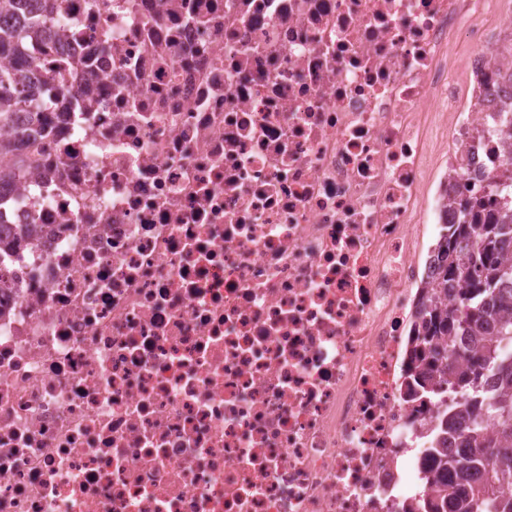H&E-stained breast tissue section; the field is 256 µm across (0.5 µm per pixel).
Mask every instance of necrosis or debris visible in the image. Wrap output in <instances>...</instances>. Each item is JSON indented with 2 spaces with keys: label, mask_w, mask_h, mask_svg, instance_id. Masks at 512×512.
I'll list each match as a JSON object with an SVG mask.
<instances>
[{
  "label": "necrosis or debris",
  "mask_w": 512,
  "mask_h": 512,
  "mask_svg": "<svg viewBox=\"0 0 512 512\" xmlns=\"http://www.w3.org/2000/svg\"><path fill=\"white\" fill-rule=\"evenodd\" d=\"M484 2L52 0L41 166L0 210V512H416L424 236L512 124ZM475 50L476 46L469 38L467 29L460 28L453 39L449 71V79L454 85L455 91L460 94L464 92L468 83V73L462 64ZM427 129L428 136L434 145V150L429 162L431 163L430 175L425 184L424 192L426 196H429V198L432 199L435 179L442 165V162L445 160V154L448 150V146L445 127L442 121L439 119L434 121L431 117H429L427 122Z\"/></svg>",
  "instance_id": "obj_1"
}]
</instances>
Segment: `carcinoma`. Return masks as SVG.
<instances>
[{
  "label": "carcinoma",
  "mask_w": 512,
  "mask_h": 512,
  "mask_svg": "<svg viewBox=\"0 0 512 512\" xmlns=\"http://www.w3.org/2000/svg\"><path fill=\"white\" fill-rule=\"evenodd\" d=\"M47 0H0V53L18 55L30 34L49 33ZM34 65L0 66V127L17 112L29 122L45 107ZM502 170L486 192L457 201L459 220L441 225L440 263L417 304L414 333L423 344L418 372L436 395L458 396L440 418L441 437L426 471L430 494L419 512H512V261L500 258L512 240V125L500 131ZM0 192L35 168L18 142L0 136ZM473 240L477 251L461 243ZM487 420L495 430L484 431ZM460 439L461 452L444 444Z\"/></svg>",
  "instance_id": "cac0c4a2"
}]
</instances>
